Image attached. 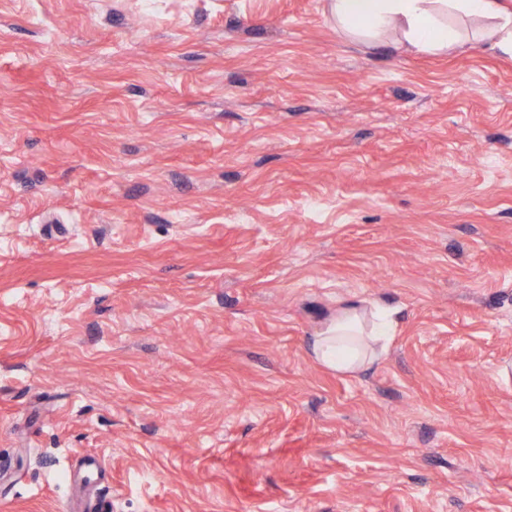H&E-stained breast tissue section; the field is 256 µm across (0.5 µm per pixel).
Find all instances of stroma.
<instances>
[{
    "label": "stroma",
    "mask_w": 512,
    "mask_h": 512,
    "mask_svg": "<svg viewBox=\"0 0 512 512\" xmlns=\"http://www.w3.org/2000/svg\"><path fill=\"white\" fill-rule=\"evenodd\" d=\"M349 301L394 329L339 373ZM505 367L511 57L0 0V512H71L85 456L112 512H512ZM392 322L388 309L369 308L362 302L346 303L312 336L309 353L336 372L368 368L385 352L388 337L385 335Z\"/></svg>",
    "instance_id": "stroma-1"
}]
</instances>
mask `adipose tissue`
<instances>
[{
	"label": "adipose tissue",
	"mask_w": 512,
	"mask_h": 512,
	"mask_svg": "<svg viewBox=\"0 0 512 512\" xmlns=\"http://www.w3.org/2000/svg\"><path fill=\"white\" fill-rule=\"evenodd\" d=\"M337 32L353 41L377 43L386 32L416 52H442L474 43L512 55V0H329ZM477 18L478 35L450 26L449 18ZM389 310L349 302L312 337L309 353L328 369L346 373L374 364L386 349Z\"/></svg>",
	"instance_id": "obj_1"
}]
</instances>
